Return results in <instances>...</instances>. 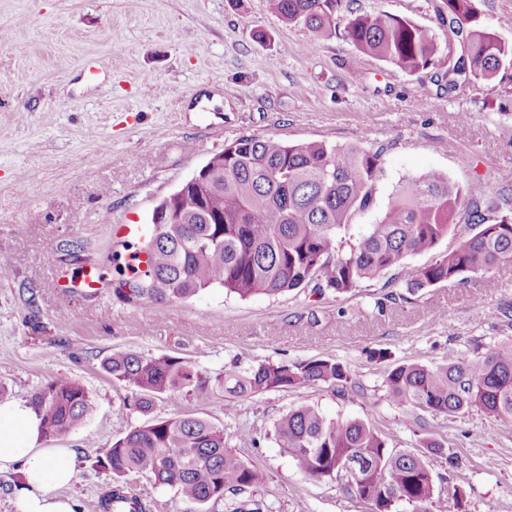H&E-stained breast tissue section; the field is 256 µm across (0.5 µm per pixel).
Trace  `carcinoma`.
Wrapping results in <instances>:
<instances>
[{
	"label": "carcinoma",
	"mask_w": 512,
	"mask_h": 512,
	"mask_svg": "<svg viewBox=\"0 0 512 512\" xmlns=\"http://www.w3.org/2000/svg\"><path fill=\"white\" fill-rule=\"evenodd\" d=\"M267 9L288 25H303L316 38L336 34L341 0H267ZM442 37L413 22L385 14L348 20L344 36L355 51L405 73L435 65L443 47L460 48L447 69L435 74L450 96L475 83L490 84L512 68V45L483 26L473 0H438ZM224 160L207 162L208 173L182 183L157 208L172 206L171 224L153 225L139 247L151 259L148 270L123 272L116 292L127 300H183L222 288L241 299L276 297L311 287L323 295L348 293L365 281L400 269L410 294L456 280L466 273H488L512 262V206L483 209L466 200L459 182L440 172L402 181L383 216L342 247L339 236L372 203L381 173V151L323 141L290 144L275 137L242 136L224 147ZM474 233L428 265L406 263L432 252L457 220ZM112 379L138 395L147 412L161 395L181 399L224 390V415L240 401L270 391L329 384L340 393L357 388L347 367L332 358L266 362L210 381L181 358L117 352L102 361ZM387 397L432 415L481 413L512 421V339L473 356L438 365L403 362L385 374ZM49 439L68 435L93 409L84 386L55 378L30 401ZM280 448L308 480H341L348 469L357 477L346 486L367 501L372 512H463L459 491L435 497L428 451H402L362 419L327 418L310 404L285 413L274 426ZM112 471L113 486L102 499L103 512H147L128 490L125 478L147 472L155 481L200 505L218 503L230 493L252 494L264 472L230 449L224 429L208 420L178 416L132 427L99 460Z\"/></svg>",
	"instance_id": "1"
}]
</instances>
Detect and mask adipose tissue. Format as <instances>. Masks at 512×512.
<instances>
[{
    "mask_svg": "<svg viewBox=\"0 0 512 512\" xmlns=\"http://www.w3.org/2000/svg\"><path fill=\"white\" fill-rule=\"evenodd\" d=\"M42 420L30 403L0 404V476L23 467L26 484L16 500L17 512H74L70 499L57 495L75 476L72 449L40 445Z\"/></svg>",
    "mask_w": 512,
    "mask_h": 512,
    "instance_id": "ef3b65f1",
    "label": "adipose tissue"
}]
</instances>
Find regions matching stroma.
Masks as SVG:
<instances>
[{"label":"stroma","instance_id":"35a3bbf8","mask_svg":"<svg viewBox=\"0 0 512 512\" xmlns=\"http://www.w3.org/2000/svg\"><path fill=\"white\" fill-rule=\"evenodd\" d=\"M435 2L349 0L348 13L404 18L437 35ZM431 76L360 56L340 36L315 40L266 0H0V403L30 400L59 376L88 390L93 410L54 442L77 454L61 490L75 512H101L113 483L99 462L106 448L129 428L179 414L222 426L264 471L254 498L267 512H370L341 483L303 478L278 447L275 420L302 403L368 421L401 450L437 443L428 456L436 494L462 491L467 512H512V422L433 417L392 405L384 386L393 362L449 363L511 337L501 307L512 302V263L411 296L394 270L337 297L298 289L242 300L213 289L134 303L116 292L113 259L138 242L118 225L150 234L156 204L242 136L382 149L373 204L354 218L353 238L403 180L431 171L481 205L499 203L512 180V69L453 97ZM88 263L106 283L98 296L58 287ZM119 351L176 356L208 377L330 357L360 389L267 392L231 416L223 392L210 391L157 398L145 413L100 366ZM128 483L149 512H224L147 473Z\"/></svg>","mask_w":512,"mask_h":512}]
</instances>
